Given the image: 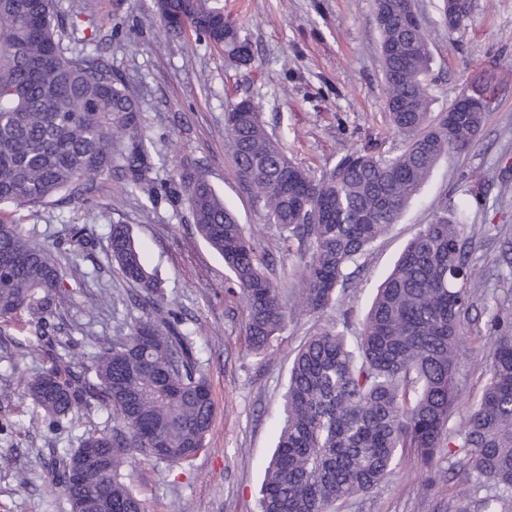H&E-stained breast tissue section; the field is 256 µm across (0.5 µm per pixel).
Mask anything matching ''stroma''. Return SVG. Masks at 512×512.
Listing matches in <instances>:
<instances>
[{
    "label": "stroma",
    "instance_id": "stroma-1",
    "mask_svg": "<svg viewBox=\"0 0 512 512\" xmlns=\"http://www.w3.org/2000/svg\"><path fill=\"white\" fill-rule=\"evenodd\" d=\"M83 5L102 34L120 31L112 43V71L137 89L146 131L164 159L151 174L158 198L149 201L131 194L118 177H103L86 204L21 210L2 204L0 216L16 218L63 249L73 226L95 230V248L78 261L85 287L60 312L73 339L66 364L77 366L94 343L127 334L137 320L164 318L171 309L196 332V356L212 390L215 418L205 450L191 465L130 458L122 477L145 512H171L178 500L188 502L191 512H261L260 488L280 431L293 358L336 313L290 317L273 349L252 354L243 308L225 295L224 262L199 236L178 174L186 164L197 166L241 224L262 229L261 251L273 258L283 287L296 294L302 285L300 258L282 251L276 228L243 193L224 151V114L231 103L251 97L289 155L317 173L349 150L376 144L397 150L400 140L385 117L388 88L374 0H224L225 22L252 44L255 60L248 68L195 35L168 37L154 0H56L55 12L66 22ZM440 5V0H416L431 52L432 111L448 112L488 73L496 93L474 146L437 162L398 222L360 258L342 304L354 323H361L376 288L409 241L432 222L438 204L464 202L466 223L476 231L470 273L483 289L467 334L484 336L492 318L512 322V278H506L502 262L512 247L495 232L496 226H512V0H472L469 19L454 31ZM112 224L131 227L147 268L161 280L163 298L156 308L135 303L136 286L113 267L107 252ZM106 293L114 304H100ZM6 332L13 343L0 350V389L9 392L0 397V512H68L44 474L54 451L76 446V433L22 436L17 428L32 409L23 385L53 366V355L37 345L26 323ZM486 382L481 368L462 362L452 430L462 428ZM478 487L476 475L443 449L429 470L404 458L377 488L339 505L337 512H455L458 491Z\"/></svg>",
    "mask_w": 512,
    "mask_h": 512
}]
</instances>
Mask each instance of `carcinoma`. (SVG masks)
<instances>
[{
    "label": "carcinoma",
    "instance_id": "obj_1",
    "mask_svg": "<svg viewBox=\"0 0 512 512\" xmlns=\"http://www.w3.org/2000/svg\"><path fill=\"white\" fill-rule=\"evenodd\" d=\"M166 31H191L238 66L253 60L249 40L224 22L223 0H155ZM408 0H376L389 123L396 152L348 151L321 175L296 163L251 100L224 113V147L245 193L282 248L305 259L303 288L290 300L259 255L254 233L200 175L185 169L180 186L194 224L224 260L228 291L245 307L249 351L266 354L288 314L340 310L332 325L308 337L290 371L285 419L261 488L262 512H334L332 507L376 488L411 456L430 468L438 449L464 450L461 465L495 494L474 497L461 512H512V330L496 321L471 359L487 384L465 426L449 421L458 407L456 375L470 311L482 293L469 275L465 212L442 203L407 245L377 289L358 336L340 309L349 269L396 223L443 157L467 151L484 121L492 81L464 93L476 110L450 125L431 119L426 77L430 51L423 27L408 25ZM104 37L93 18L55 22L54 0H0V204L36 208L83 202L104 175L154 200L149 174L153 142L145 134L139 94L112 76ZM94 230L72 229L64 259L93 246ZM108 248L122 276L154 305L161 287L144 265L130 227L109 225ZM71 287L50 245L21 224L0 221V324L22 317L44 344L70 347L56 333ZM32 411L19 429L71 428L100 403L118 426L86 429L74 448L57 453L46 482L70 508L87 501L103 512H143L121 480L135 452L187 465L205 449L215 402L194 356L193 333L177 312L140 320L130 332L94 345L80 370L52 367L26 385ZM87 448L102 464L75 479Z\"/></svg>",
    "mask_w": 512,
    "mask_h": 512
}]
</instances>
